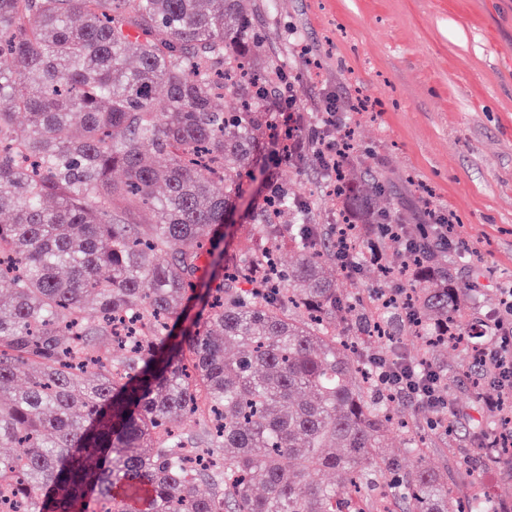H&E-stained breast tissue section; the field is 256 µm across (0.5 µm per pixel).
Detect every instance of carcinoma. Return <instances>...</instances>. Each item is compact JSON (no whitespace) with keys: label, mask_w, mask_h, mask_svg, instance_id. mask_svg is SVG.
I'll use <instances>...</instances> for the list:
<instances>
[{"label":"carcinoma","mask_w":512,"mask_h":512,"mask_svg":"<svg viewBox=\"0 0 512 512\" xmlns=\"http://www.w3.org/2000/svg\"><path fill=\"white\" fill-rule=\"evenodd\" d=\"M254 0H0V505L18 512H493L456 495L403 431L370 359L336 334L465 346L474 387L493 377L470 294L432 262L400 254L403 299L345 300L323 243L288 191L253 206L224 277L198 299L203 322L176 333L205 265L224 255V219L260 151L281 71L258 63ZM167 105L155 108V92ZM245 88L241 109L214 102ZM26 121L17 120L18 113ZM152 155L166 159L149 162ZM336 201L385 224L382 186L342 168ZM288 243L296 266L278 268ZM253 287H235L238 279ZM440 388L448 372L416 362ZM29 374L17 384L20 372ZM204 425L194 449L172 417ZM337 470L342 483L316 475ZM208 487L205 496L196 486ZM379 445L381 448H378V451L382 457L402 456L405 448V438L391 427H388L382 432Z\"/></svg>","instance_id":"carcinoma-1"}]
</instances>
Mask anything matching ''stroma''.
Wrapping results in <instances>:
<instances>
[{"label": "stroma", "instance_id": "stroma-1", "mask_svg": "<svg viewBox=\"0 0 512 512\" xmlns=\"http://www.w3.org/2000/svg\"><path fill=\"white\" fill-rule=\"evenodd\" d=\"M266 64L300 79V100L334 97L352 164L384 188L391 218L423 209L454 217L476 258L482 314L512 286V0H256ZM279 182L338 224L336 197L311 161L285 162ZM458 431L423 450L449 484L466 480L512 501V467L479 445L482 401L497 387L451 383Z\"/></svg>", "mask_w": 512, "mask_h": 512}]
</instances>
